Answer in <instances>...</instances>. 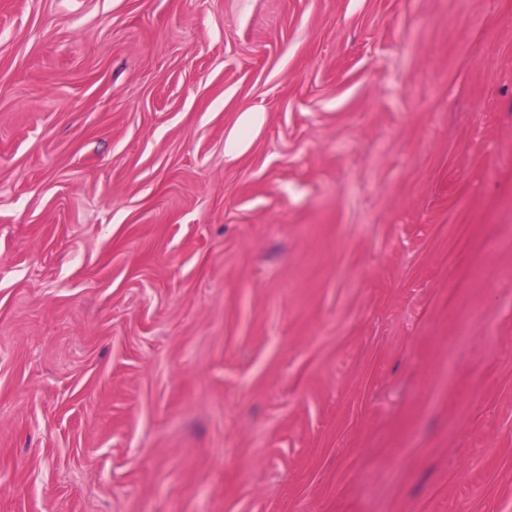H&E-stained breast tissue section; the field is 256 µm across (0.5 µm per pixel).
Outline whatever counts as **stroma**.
Wrapping results in <instances>:
<instances>
[{
	"instance_id": "35a3bbf8",
	"label": "stroma",
	"mask_w": 512,
	"mask_h": 512,
	"mask_svg": "<svg viewBox=\"0 0 512 512\" xmlns=\"http://www.w3.org/2000/svg\"><path fill=\"white\" fill-rule=\"evenodd\" d=\"M0 512H512V0H0Z\"/></svg>"
}]
</instances>
